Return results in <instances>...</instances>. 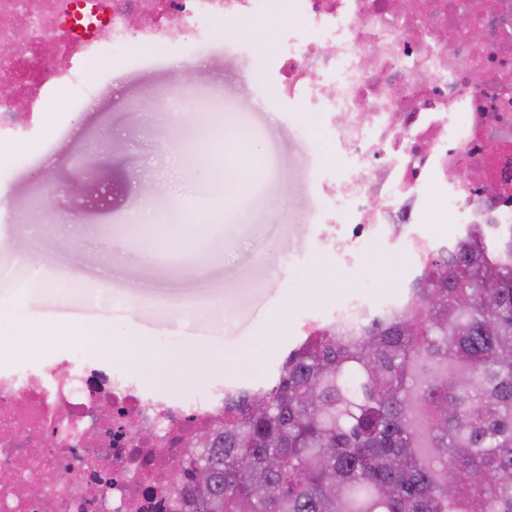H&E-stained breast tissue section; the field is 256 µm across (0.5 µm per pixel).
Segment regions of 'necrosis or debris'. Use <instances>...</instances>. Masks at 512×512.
I'll list each match as a JSON object with an SVG mask.
<instances>
[{"mask_svg": "<svg viewBox=\"0 0 512 512\" xmlns=\"http://www.w3.org/2000/svg\"><path fill=\"white\" fill-rule=\"evenodd\" d=\"M69 2L0 0L11 20L0 71L15 77L1 139L26 140L41 99L80 87L104 53L189 52V35L216 20L283 15L277 94L325 115L343 162L323 187L328 252L348 261L375 241L423 263L443 245L414 229L432 191L453 223L512 225V0H94L108 25L90 43L60 26ZM223 421V386L149 390L81 344L35 367L0 365V512H173L183 484L167 473L185 469L200 427Z\"/></svg>", "mask_w": 512, "mask_h": 512, "instance_id": "necrosis-or-debris-1", "label": "necrosis or debris"}]
</instances>
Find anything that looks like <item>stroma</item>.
<instances>
[{
  "label": "stroma",
  "mask_w": 512,
  "mask_h": 512,
  "mask_svg": "<svg viewBox=\"0 0 512 512\" xmlns=\"http://www.w3.org/2000/svg\"><path fill=\"white\" fill-rule=\"evenodd\" d=\"M279 25L216 22L190 61L166 45L104 56L88 67L84 96L62 87L44 99L51 151L40 139L0 140V363L42 359L105 322L113 335L150 338L146 385L258 387L300 342L304 318L364 299L368 282L377 297L404 298L412 262L371 241L345 268L321 247L320 186L342 166L317 119L260 77L276 65ZM170 92L187 93L190 107L143 121L139 105ZM190 140L226 165L227 180L182 151ZM174 218L201 225L196 251L166 235ZM25 240L28 256L15 249ZM76 286L105 292L78 300ZM181 355L190 370L175 367Z\"/></svg>",
  "instance_id": "1"
}]
</instances>
